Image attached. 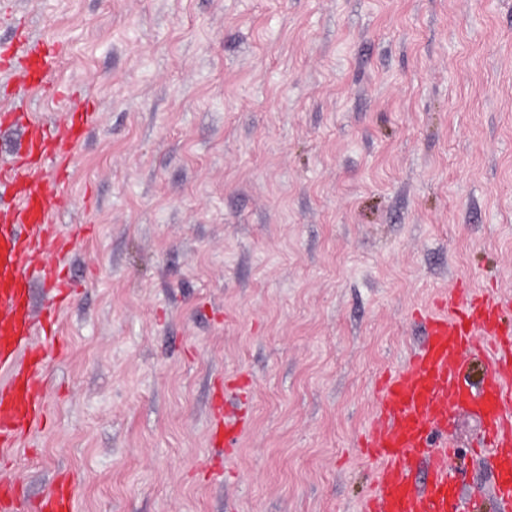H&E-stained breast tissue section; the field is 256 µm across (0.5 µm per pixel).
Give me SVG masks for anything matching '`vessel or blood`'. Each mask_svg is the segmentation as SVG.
Masks as SVG:
<instances>
[{"instance_id":"vessel-or-blood-1","label":"vessel or blood","mask_w":512,"mask_h":512,"mask_svg":"<svg viewBox=\"0 0 512 512\" xmlns=\"http://www.w3.org/2000/svg\"><path fill=\"white\" fill-rule=\"evenodd\" d=\"M18 37L8 46L23 93L57 99V43L30 35L14 18ZM23 130L8 166H0V457L42 423L47 362L56 339L35 343L44 323L55 322L71 300L74 282L61 264L72 239L56 218L70 204L69 169L89 115L70 101L54 120L10 112ZM46 300L33 311L31 289ZM425 337L393 372L382 376L374 415L361 445L380 464L374 495L361 512H481L491 498L498 512H512V297L490 289L460 288L436 301L424 317ZM40 336V335H39ZM484 374L472 380L473 362ZM225 384L215 388L210 445L237 447L249 424L245 411L226 409ZM479 423L473 442L498 460L489 493L463 494L452 461L455 430L463 417ZM75 488L60 485L31 505L11 475L0 473V512H72Z\"/></svg>"}]
</instances>
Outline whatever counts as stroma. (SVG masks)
I'll return each instance as SVG.
<instances>
[{"label":"stroma","instance_id":"stroma-1","mask_svg":"<svg viewBox=\"0 0 512 512\" xmlns=\"http://www.w3.org/2000/svg\"><path fill=\"white\" fill-rule=\"evenodd\" d=\"M90 102L80 287L8 469L74 512H359L374 391L467 286L512 295V0H17ZM252 421L214 458L218 377ZM498 463L463 451L460 486ZM75 486L65 485V480L59 487L53 488L48 494L42 497L34 509L50 512L73 511V498Z\"/></svg>","mask_w":512,"mask_h":512}]
</instances>
